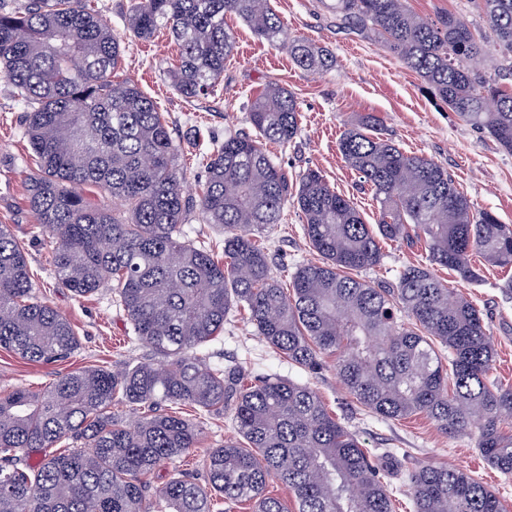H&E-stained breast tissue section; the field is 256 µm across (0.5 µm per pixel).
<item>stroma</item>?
<instances>
[{
    "instance_id": "35a3bbf8",
    "label": "stroma",
    "mask_w": 512,
    "mask_h": 512,
    "mask_svg": "<svg viewBox=\"0 0 512 512\" xmlns=\"http://www.w3.org/2000/svg\"><path fill=\"white\" fill-rule=\"evenodd\" d=\"M132 2L103 0V18L122 48L121 63L112 79L135 82L163 112L179 149L187 196H197L205 181L199 157L209 151L212 142L250 131L249 100L266 85L277 83L297 98L299 132L288 147L270 143L266 149L290 178L319 170L331 188L354 203L366 223H376L379 206L371 187L346 165L338 151L341 134L361 115L372 113L382 119L388 137L400 148L448 169L474 209L492 211L501 223L512 227V154L503 152L491 137L459 120L447 107L435 104L422 92L419 76L382 43L338 29L321 0H271V6L284 22L286 43L303 37L327 47L335 60L330 69L316 74L301 70L286 43L272 46L258 40L240 18L228 14L224 24L235 36L234 53L214 90L192 101L178 94L168 76L178 62L179 48L167 29H159L148 41L126 31L125 18ZM23 116L10 83L0 77V225H9L25 243L38 295L70 321L80 345L68 360L51 365L31 364L0 348V392L17 387L40 392L60 376L90 365L155 362L151 350L130 343V324L125 313L113 305L108 290L78 298L57 286L52 263L54 242L40 232L26 202V179L33 165ZM303 224L300 211L290 204L281 223L255 233L268 254L273 275L285 287L290 285L297 265L318 259L304 235ZM381 246V266L363 274L376 285L394 281L401 266L425 260L420 243L410 246L400 240H385ZM474 264L481 274L476 283L463 281L446 268H436L435 274L480 310L497 351L489 378L512 385V267L491 266L479 258ZM208 351L216 362L227 365L248 357L254 372H276L306 382L370 454L403 449L405 455L394 464L391 484H400L404 473L423 464H444L498 489L507 512H512V481H504L482 458L476 434L446 435L423 414L401 420L368 416L341 384L333 359H325L314 374L280 362L257 336L247 312L232 311L224 323L223 340L211 344ZM182 412L187 418L201 420L203 446L195 454L192 470L202 483L206 480L202 460L207 449L234 434L232 414L227 411L200 417L188 406Z\"/></svg>"
}]
</instances>
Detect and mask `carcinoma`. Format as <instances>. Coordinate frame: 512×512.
Segmentation results:
<instances>
[{
	"instance_id": "1",
	"label": "carcinoma",
	"mask_w": 512,
	"mask_h": 512,
	"mask_svg": "<svg viewBox=\"0 0 512 512\" xmlns=\"http://www.w3.org/2000/svg\"><path fill=\"white\" fill-rule=\"evenodd\" d=\"M325 8L336 27L380 41L432 98L512 153V92L498 75L472 67L487 56L473 24L423 17L409 0H328ZM480 8L512 77V0H480ZM101 12L97 0L0 7V75L25 108L35 166L27 204L55 242L57 285L78 298L110 289L130 339L165 363L92 365L40 393L0 396V512H218L222 502L246 501L253 512H288L266 493L271 477L288 487L297 512H395L400 494L413 512H505L497 490L435 463L390 490L388 460L398 450L371 457L308 384L267 373L245 385L247 361L224 366L204 349L243 305L257 336L289 365L311 372L333 357L367 414L424 413L444 433L477 430L481 455L511 478L512 433L503 428L512 423V387L489 381L496 349L483 318L433 267L473 281L474 254L512 266V229L491 211L473 210L447 169L382 136L373 114L345 130L338 149L374 191L378 223H365L317 170L290 183L266 149L288 146L299 129L297 101L277 83L251 101L252 132L229 135L202 156V192L185 196L178 149L157 104L136 83L111 80L121 44ZM228 12L270 44L284 35L270 0H136L126 25L141 40L168 29L180 50L170 78L194 100L214 90L235 49ZM289 52L307 72L333 63L303 38ZM90 188L120 199L126 215L91 204ZM290 201L321 262L298 266L287 293L253 232L280 223ZM194 209L224 227L225 261L215 246L186 238ZM411 224L426 262L402 266L390 286L360 278L381 264L380 242L408 237ZM78 344L66 317L36 295L25 244L1 224L0 347L49 365ZM117 404L137 415L133 423L113 414ZM186 405L209 415L233 411L237 438L208 452L204 485L180 467L201 441L200 427L176 411ZM66 442L72 446L55 451ZM166 465L168 480L152 487L145 477Z\"/></svg>"
}]
</instances>
